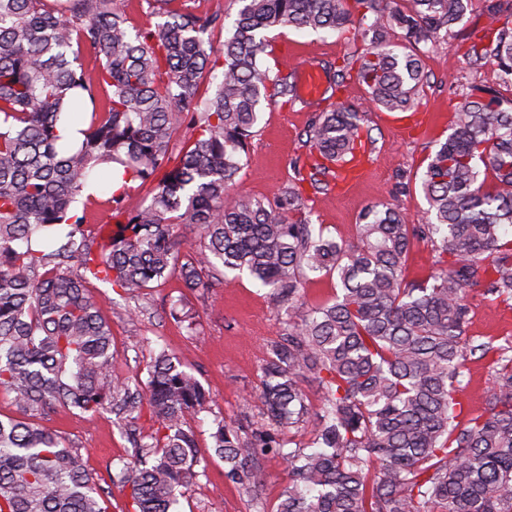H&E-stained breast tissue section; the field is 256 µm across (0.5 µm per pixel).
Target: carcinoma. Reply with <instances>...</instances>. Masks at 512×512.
<instances>
[{"label":"carcinoma","mask_w":512,"mask_h":512,"mask_svg":"<svg viewBox=\"0 0 512 512\" xmlns=\"http://www.w3.org/2000/svg\"><path fill=\"white\" fill-rule=\"evenodd\" d=\"M240 2L217 51L218 12L166 10L134 26L121 0H0V391L30 412L117 411L133 453L112 483L130 488L133 512H177L180 487L201 475L184 423L204 388L164 349L146 393L117 373L110 326L85 284L137 297L175 272L202 288L221 266L288 302L262 368L266 427L243 436L221 420L212 433L226 476L252 488L258 451L273 448L288 470L276 512H512V355L493 360L480 415L461 420L454 397L467 357L493 351L467 335V297L512 300V98L501 93L512 86V0H485V25L466 36L458 26L472 0H409L405 11L390 0ZM281 25L370 38L324 70L330 89L352 78L387 112L420 106V45L461 37L482 79L459 85L448 138L428 158L421 223L386 206L365 212L351 241L315 231L304 185L326 190L365 149L361 113L334 105L311 117L307 161L276 202L229 191L262 101L296 98L283 63L267 64L265 32ZM115 170L119 189L84 193ZM136 188L146 196L130 210ZM93 207L112 226L98 240L83 231ZM180 225L203 235L185 255ZM420 242L438 254L425 286L404 276ZM310 273L336 274L332 304L300 303ZM304 377L324 389L316 416ZM145 402L161 424L146 439L136 436ZM306 424L309 442L285 438ZM106 502L77 449L0 419V512H108Z\"/></svg>","instance_id":"1"}]
</instances>
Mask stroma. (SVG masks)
I'll return each mask as SVG.
<instances>
[{
    "mask_svg": "<svg viewBox=\"0 0 512 512\" xmlns=\"http://www.w3.org/2000/svg\"><path fill=\"white\" fill-rule=\"evenodd\" d=\"M275 56L291 63L316 66L342 63L361 55L368 43L345 39L337 33L297 31L287 26L267 33ZM426 75L422 104L409 117L369 107L363 86L346 80L333 103L362 112V127L372 143L360 176L331 181L327 191L310 195L307 207L312 224L326 236L352 240L361 214L368 208L397 205L410 223H417L426 201L420 180L433 154L448 135L447 128L432 126L433 112L451 113L458 99L456 85L475 81L462 57L459 40L450 38L421 52ZM318 104L291 106L273 99L262 106L256 134L251 139L234 191L271 202L287 186L293 162L306 158V130ZM206 287L185 288L178 277L152 284L131 298L121 289L94 280L87 287L112 330V364L119 374L146 383L160 350L175 355L206 391L207 403L187 428L194 431L201 450L204 476L185 489L180 512H275L288 483L282 459L259 455L254 467L256 488L246 491L224 474V461L212 450L213 421L217 418L259 429L262 420L258 394L262 368L270 345L288 323L286 309L278 308L270 289L248 274L210 273ZM468 333L494 346L512 345V301L472 294ZM492 357L468 358L457 398L463 418L479 415L491 387ZM33 423L56 431L78 448L83 465L96 485L111 488L108 512H131L127 491L112 487L110 476L132 445L110 411L90 415L67 407L32 415Z\"/></svg>",
    "mask_w": 512,
    "mask_h": 512,
    "instance_id": "obj_1",
    "label": "stroma"
}]
</instances>
